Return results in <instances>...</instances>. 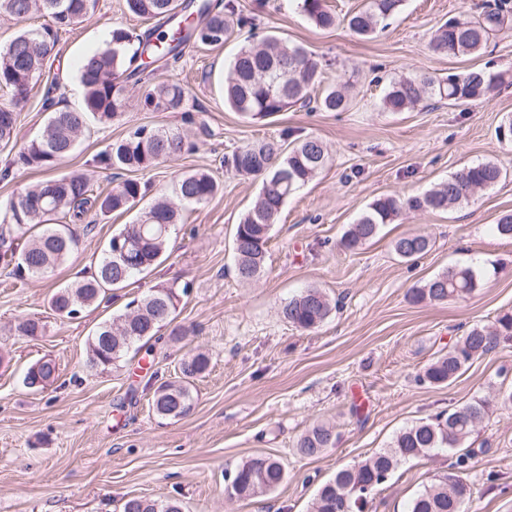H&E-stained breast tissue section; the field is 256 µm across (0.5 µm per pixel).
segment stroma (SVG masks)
<instances>
[{"label": "stroma", "instance_id": "stroma-1", "mask_svg": "<svg viewBox=\"0 0 512 512\" xmlns=\"http://www.w3.org/2000/svg\"><path fill=\"white\" fill-rule=\"evenodd\" d=\"M483 2L404 0L384 29L362 39L343 24L316 27L295 0H234L262 30L314 55L315 94L347 85L348 110L292 107L264 120L243 119L225 107L217 82L239 47L234 37L217 48L188 45L178 63L154 74L188 87L204 111V126L184 125L177 113L142 110L132 86L121 118L92 124L55 174L79 172L93 190L109 187L112 173L95 164L96 154L139 125L182 126L198 151L135 172V179L150 183L156 198L170 193L174 172L205 170L221 190L187 209L159 264L83 318H58L49 296L83 276L133 213L79 228L77 251L49 277L20 280L0 265V353L8 357L0 364V512H120L130 496L176 498L183 512H309L336 469L387 447L401 428L478 398L492 406L466 444L474 455L467 512H512V403L501 398L512 390V340L474 360L450 385L416 381L469 328L512 312V240L494 230L501 215L512 213V175L458 207L403 211L355 251L338 246L374 199L423 194L471 162L494 161L512 172V143L496 135L512 117V28L478 54L438 56L429 46L439 25L477 14ZM117 25L138 32L148 22L128 12L125 0H99L93 15L61 33L46 74L58 78L65 106L76 109L83 100L76 61ZM473 69L502 77L484 100L464 107L422 103L402 112L383 105L395 80ZM283 136L292 143L319 138L330 162L289 198L271 233L264 275L245 284L233 272L232 237L259 181L236 175L224 158ZM415 233L430 236L432 249L414 260L398 257L393 240ZM454 266L476 271L474 292L442 303L413 300L412 289ZM158 284L187 289L175 320L186 331L182 340L165 336L153 343L149 359L128 355L108 371L90 369L88 335ZM310 286L337 306L320 327L302 331L284 321L279 308ZM21 315L39 319L42 336L18 335ZM190 350L209 354L210 371L195 382L186 416L158 418L150 390L173 379ZM44 356L55 360L58 377L34 392L25 387L24 373ZM321 422L335 426V447L316 457L299 455L297 439ZM260 456L284 464L283 484L247 500L229 497L226 470ZM455 459V452L441 451L401 464L369 512H404L416 493L451 472Z\"/></svg>", "mask_w": 512, "mask_h": 512}]
</instances>
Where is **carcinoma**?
I'll return each mask as SVG.
<instances>
[{"label":"carcinoma","instance_id":"obj_1","mask_svg":"<svg viewBox=\"0 0 512 512\" xmlns=\"http://www.w3.org/2000/svg\"><path fill=\"white\" fill-rule=\"evenodd\" d=\"M301 10L315 26L331 28L336 14L325 0H300ZM404 0H366L364 6L344 21L352 34L366 38L392 15ZM134 15L158 20L161 25L133 33L122 26L112 28L104 46L85 54L77 63L84 89L79 109L48 113L41 132L17 144V108L27 104L31 91L43 75L45 63L54 56L59 34L72 29L98 7V0H0V14L17 20L41 14L50 23L23 30L0 51V91L10 105L0 107V142L12 146L10 165L17 169H51L82 143L89 122L109 123L128 108L125 83L136 79L141 85L140 105L152 112H184L189 115L188 92L177 81H153L148 68L178 62L183 47L193 42L222 47L234 30L256 28L255 18L238 11L233 0L224 5L211 0H126ZM512 14V0H495L474 17L453 18L440 25L431 40L432 51L442 56L474 54L487 45L490 36L501 31ZM319 82L318 63L302 46H290L269 32L259 41L246 40L224 72V104L251 120L266 119L293 106L314 107L324 112H343L349 100L344 86H335L315 98ZM498 83L496 75L470 70L439 79L429 74L404 77L391 83L384 102L401 112L424 96L451 104H471L487 96ZM179 128L159 129L137 126L95 157V163L117 173L145 170L157 163L173 161L196 150ZM329 162L323 143L315 137L299 140L286 150L279 140L243 146L224 159V166L237 174L261 179L252 206L235 225L233 251L235 272L243 283L258 280L265 272L267 246L283 206ZM506 172L487 161L465 165L448 180L422 195L402 199L384 196L374 200L341 238L348 251L374 238L381 226L391 224L405 210H446L470 200L474 192L498 183ZM151 185L127 178L108 191L93 192L82 174L50 177L23 189L0 205V260L12 267L18 279L44 277L65 263L78 247L72 226L94 224L114 212H129L148 195ZM219 191V183L208 172L196 170L175 174L172 197L155 201L142 209L136 219L112 233L102 257L82 279L58 287L50 296L52 310L61 319L76 320L95 309L110 291L122 289L136 274L157 264L167 249L172 226L179 223L184 207L201 205ZM430 249L426 235L413 234L393 242L402 259H412ZM479 285L471 268H450L413 290V298L435 301L463 299ZM187 288L174 284L152 287L140 299L132 300L125 313L106 320L88 337L87 365L104 372L117 365L136 343L161 340V328L177 318ZM336 305L322 289L311 286L280 308L283 320L309 330L319 326ZM20 336L35 337L43 325L29 317L17 320ZM512 338V314L499 317L491 327H474L450 349L428 364L419 382L451 384L473 360L493 350L500 338ZM209 354L189 351L181 359L179 376L161 383L153 392L151 409L161 418H178L192 408L190 386L209 371ZM58 376L55 360L44 357L32 363L24 385L36 391L50 387ZM491 401L474 400L433 419L418 421L401 429L390 446L380 449L360 464L343 468L325 482L311 502L310 512H365L376 491L388 482L397 467L407 461L428 457L443 449L464 447L477 423L488 413ZM335 427L320 423L297 441L305 457L318 456L335 447ZM473 455L465 452L456 460L457 472L425 487L405 512H466L470 496L464 472ZM283 464L270 457L253 458L226 476L230 495L250 499L276 490L285 480ZM121 512H182L175 499L158 501L134 496L121 504Z\"/></svg>","mask_w":512,"mask_h":512}]
</instances>
